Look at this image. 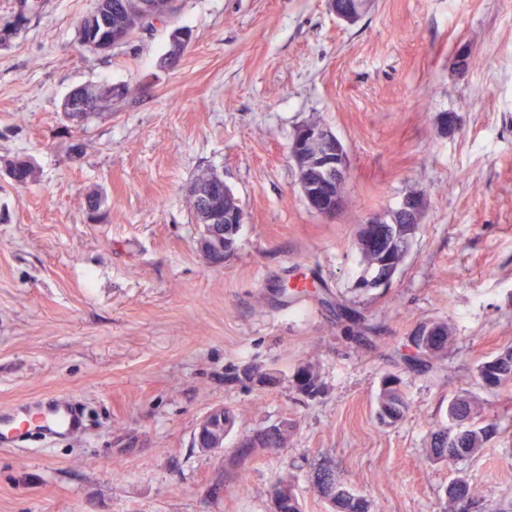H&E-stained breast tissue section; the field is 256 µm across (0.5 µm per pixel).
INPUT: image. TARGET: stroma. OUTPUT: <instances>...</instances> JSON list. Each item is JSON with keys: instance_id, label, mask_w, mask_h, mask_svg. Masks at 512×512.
I'll use <instances>...</instances> for the list:
<instances>
[{"instance_id": "obj_1", "label": "stroma", "mask_w": 512, "mask_h": 512, "mask_svg": "<svg viewBox=\"0 0 512 512\" xmlns=\"http://www.w3.org/2000/svg\"><path fill=\"white\" fill-rule=\"evenodd\" d=\"M97 0H46L0 43V408L75 400L83 429L0 446V512H274L289 479L303 512H330L310 480L331 463L369 512H443L448 485L477 484L460 512L512 507V386L477 369L512 347V12L505 0H372L355 24L328 0H179L172 22L98 53L77 41ZM178 67L158 61L174 28ZM475 59L467 71L462 52ZM108 84L110 112L67 122L63 98ZM457 120L442 126L445 114ZM327 126L348 156L346 203L312 211L289 145ZM25 157L38 180L7 175ZM220 174L245 221L234 251H199L188 188ZM103 195L101 216L84 199ZM425 201L409 252L384 288L363 290L356 238L370 214ZM379 332L347 340L337 300ZM456 349L435 374L397 355L423 323ZM323 389L296 391L303 363ZM256 368L272 385L229 381ZM406 417H375L385 375ZM496 433L475 456L426 450L461 391ZM224 406L220 454L192 444ZM294 422L287 445L236 457L247 433Z\"/></svg>"}]
</instances>
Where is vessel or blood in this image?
Returning <instances> with one entry per match:
<instances>
[{
	"label": "vessel or blood",
	"instance_id": "1",
	"mask_svg": "<svg viewBox=\"0 0 512 512\" xmlns=\"http://www.w3.org/2000/svg\"><path fill=\"white\" fill-rule=\"evenodd\" d=\"M82 427V413L73 401L52 398L34 406L21 404L0 413V442L23 441L34 429L44 438H59L79 432Z\"/></svg>",
	"mask_w": 512,
	"mask_h": 512
}]
</instances>
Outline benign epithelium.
I'll return each instance as SVG.
<instances>
[{
    "label": "benign epithelium",
    "instance_id": "7a95c632",
    "mask_svg": "<svg viewBox=\"0 0 512 512\" xmlns=\"http://www.w3.org/2000/svg\"><path fill=\"white\" fill-rule=\"evenodd\" d=\"M370 0H329L336 17L347 24L356 23L365 12ZM96 17L85 16L78 31L83 46L93 52L108 51L124 46L134 40L150 24H157L150 6L142 5L134 27L124 33H116L104 39L97 34ZM75 92H70L61 110L68 122L79 126L85 122ZM290 154L295 161L299 181L305 200L311 210L318 215L333 219L342 209V198L336 195V186L347 178V154L342 143L324 125L303 124L297 127L290 145ZM224 179L216 174L204 196L209 204L206 223L199 225L197 244L209 249L211 262H224V225L242 224L245 213L241 209L225 211L219 202L224 193ZM424 208V200L418 195L406 197L397 211H381L368 216L363 222L364 237L362 246L380 252L376 269L365 272L359 278L358 287L363 289L387 286L397 272L396 260L391 254L401 255L397 233L392 226L418 224ZM224 407L210 409L199 421L193 435L196 448L204 453L224 452Z\"/></svg>",
    "mask_w": 512,
    "mask_h": 512
}]
</instances>
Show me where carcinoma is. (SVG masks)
Returning <instances> with one entry per match:
<instances>
[{
  "label": "carcinoma",
  "mask_w": 512,
  "mask_h": 512,
  "mask_svg": "<svg viewBox=\"0 0 512 512\" xmlns=\"http://www.w3.org/2000/svg\"><path fill=\"white\" fill-rule=\"evenodd\" d=\"M154 16L161 22L171 18L177 12V0H151ZM140 0H98L97 10L103 19L98 31L105 35L127 26L139 12ZM44 7V0H16V10L13 19L4 23L0 28V41L9 38L22 28L15 22L16 18L27 20L30 15L39 14ZM78 98L82 111L88 116L100 114L112 109L113 88L110 85H83L79 87ZM18 171L22 185L27 186L37 181L35 165L24 157H18L10 163ZM213 175L211 171L199 174L192 182L188 199L193 210L195 221L204 222L203 200L198 190L206 186ZM339 321L346 323L345 330L350 337L357 338L369 330V326L358 318V311L350 304L336 305ZM433 325L441 331L440 343L431 348L427 345L418 346L422 358L419 359L421 368L417 372L429 374L439 370L437 362L444 360L448 351L455 343V337L448 323L435 321ZM506 356L501 365L490 371L485 365L478 368V380L482 385L495 388L512 384V348L503 352ZM296 390L307 397H315L322 391V380L314 365L304 363L299 366L294 375ZM408 412V403L400 389V380L396 376L387 375L382 379L378 394L377 419L383 426H392L401 421ZM448 424L434 432L431 448L427 449L429 458L433 461L448 460V453L455 458H466L477 454L484 448L486 442L495 432V425L488 423L476 425L481 417V408L473 395L464 392L448 401ZM294 430L291 421L284 419L276 424L248 435L249 445L239 449V455L249 456L262 448H281L288 443V438ZM312 482L322 496L332 505L333 512H368L366 501L362 497H353L348 487L329 466L321 465L313 473ZM475 487L465 478L451 482L446 489L448 508L446 512H458V505L473 497ZM272 499L280 500V512H302L301 504L288 480H279L272 488Z\"/></svg>",
  "instance_id": "obj_1"
}]
</instances>
